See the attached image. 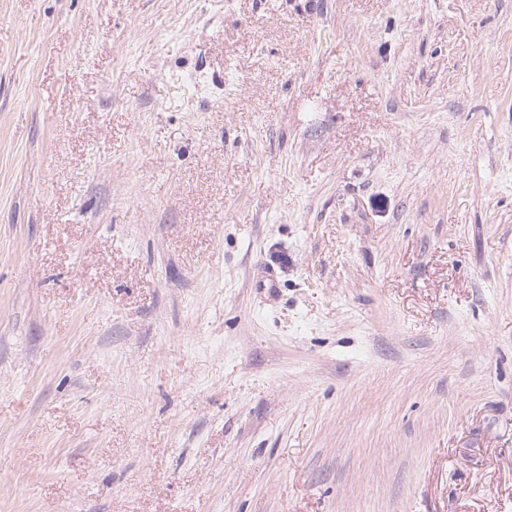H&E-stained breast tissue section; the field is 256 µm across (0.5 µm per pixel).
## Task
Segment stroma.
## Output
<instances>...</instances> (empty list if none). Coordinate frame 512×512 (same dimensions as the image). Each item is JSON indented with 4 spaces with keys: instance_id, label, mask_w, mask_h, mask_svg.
Here are the masks:
<instances>
[{
    "instance_id": "1",
    "label": "stroma",
    "mask_w": 512,
    "mask_h": 512,
    "mask_svg": "<svg viewBox=\"0 0 512 512\" xmlns=\"http://www.w3.org/2000/svg\"><path fill=\"white\" fill-rule=\"evenodd\" d=\"M0 512H512V0H0Z\"/></svg>"
}]
</instances>
